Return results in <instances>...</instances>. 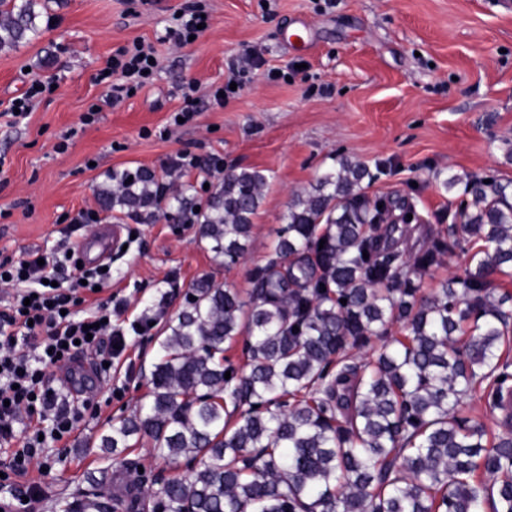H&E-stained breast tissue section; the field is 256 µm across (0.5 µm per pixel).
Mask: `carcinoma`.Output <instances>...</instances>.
Returning a JSON list of instances; mask_svg holds the SVG:
<instances>
[{
  "label": "carcinoma",
  "mask_w": 512,
  "mask_h": 512,
  "mask_svg": "<svg viewBox=\"0 0 512 512\" xmlns=\"http://www.w3.org/2000/svg\"><path fill=\"white\" fill-rule=\"evenodd\" d=\"M34 7L0 0V49L38 33ZM336 163L294 195L247 297L207 276L189 288L156 339L145 400L101 436L109 464L61 512H512V412L491 441L462 413L483 384L500 406L512 380V293L494 283L512 269V181H444L463 196L448 233L466 260L423 298L409 271L438 265L445 237L397 249L362 192L367 167ZM109 180L103 209L147 223L165 201L227 268L245 258L267 184L232 170L197 205L146 168ZM239 342L244 368L226 356ZM144 438L185 473L148 487L124 457Z\"/></svg>",
  "instance_id": "1"
}]
</instances>
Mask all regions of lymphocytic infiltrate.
<instances>
[{"instance_id":"obj_1","label":"lymphocytic infiltrate","mask_w":512,"mask_h":512,"mask_svg":"<svg viewBox=\"0 0 512 512\" xmlns=\"http://www.w3.org/2000/svg\"><path fill=\"white\" fill-rule=\"evenodd\" d=\"M154 56L153 47L140 43L119 48L108 72L125 78L128 89H139L149 80ZM69 261L60 248L31 253L22 265L0 264V289L10 294L0 310V447L11 450L0 467V512H31L40 496L39 484L25 477L43 451V423L51 422L57 441L72 429L67 410L50 391L45 367L73 361L81 347L107 343L118 350L125 343L123 331L110 321L111 310L77 315L88 296L111 280V272L77 267L72 269L75 287H57V275ZM21 424L27 427L22 435L17 432Z\"/></svg>"}]
</instances>
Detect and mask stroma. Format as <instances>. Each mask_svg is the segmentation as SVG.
<instances>
[{
  "mask_svg": "<svg viewBox=\"0 0 512 512\" xmlns=\"http://www.w3.org/2000/svg\"><path fill=\"white\" fill-rule=\"evenodd\" d=\"M37 36L0 51V102L31 81L51 84L28 118L0 117V261L61 241L83 247L93 263L109 260L104 304L126 328L112 373L89 376L66 447L50 444L51 471L35 512H58L105 462L100 436L147 392L155 338L184 305L190 284L208 274L226 288L248 289L253 271L273 254L276 231L295 194L344 156L367 166L369 200L413 203L420 223L393 234L409 252L460 224L458 190L448 174L512 180V0H205L208 28L174 47L166 33L174 11L196 0H44ZM152 45L158 68L130 97H117L96 75L133 42ZM256 52L258 67L239 72ZM240 88L216 103L231 77ZM200 81L208 95H189ZM94 120L82 124L88 109ZM183 123H174L176 113ZM194 157L176 167L179 155ZM256 169L268 178L248 252L233 269L215 265L194 224L159 210L144 223L101 210L98 193L112 171L153 170L165 187L188 184L205 201L217 173ZM100 210L116 239L100 247V226L76 224L83 208ZM147 322L144 334L131 332Z\"/></svg>",
  "mask_w": 512,
  "mask_h": 512,
  "instance_id": "1",
  "label": "stroma"
}]
</instances>
